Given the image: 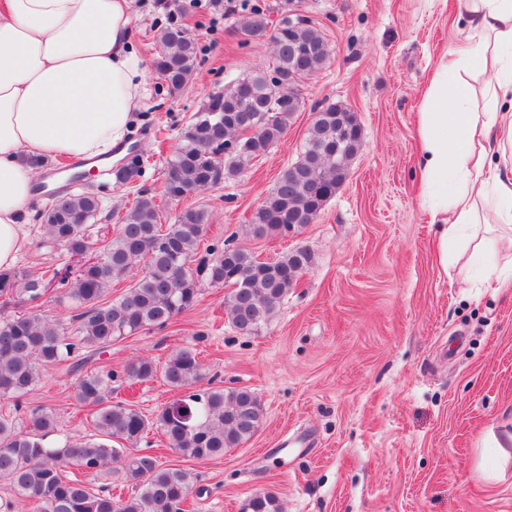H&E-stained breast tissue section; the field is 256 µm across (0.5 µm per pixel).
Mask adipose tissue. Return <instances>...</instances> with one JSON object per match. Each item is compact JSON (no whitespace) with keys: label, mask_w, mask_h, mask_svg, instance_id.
Returning <instances> with one entry per match:
<instances>
[{"label":"adipose tissue","mask_w":512,"mask_h":512,"mask_svg":"<svg viewBox=\"0 0 512 512\" xmlns=\"http://www.w3.org/2000/svg\"><path fill=\"white\" fill-rule=\"evenodd\" d=\"M133 0H0V271L27 244L32 157L111 161L145 104L150 66L131 41ZM474 41L441 57L417 114L420 206L437 256L464 241L481 283H512V0H458ZM496 70L493 108L474 73Z\"/></svg>","instance_id":"1"}]
</instances>
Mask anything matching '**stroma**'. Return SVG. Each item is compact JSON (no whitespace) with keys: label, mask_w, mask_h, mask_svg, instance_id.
Here are the masks:
<instances>
[{"label":"stroma","mask_w":512,"mask_h":512,"mask_svg":"<svg viewBox=\"0 0 512 512\" xmlns=\"http://www.w3.org/2000/svg\"><path fill=\"white\" fill-rule=\"evenodd\" d=\"M272 19L289 9L327 39L331 56L298 85L302 108L284 137L238 179L160 203L162 223L192 205L209 221L203 244L246 248L258 260L297 248L313 262L274 318L243 334L227 318L226 286L202 285L194 307L166 327L113 343L95 364L123 371L139 356L165 362L192 344L206 382L248 387L264 409L256 433L224 455L186 461L152 429L136 450L182 464L194 476L193 512H243L266 492L283 512H512V285L475 288L464 263L440 269L437 227L419 205L416 118L432 70L462 47L455 0H264ZM179 11L197 40L189 84L168 93L151 76L145 107L126 143L150 158L141 188L158 192L163 170L194 112L234 80L267 69L268 38L241 45L237 17L214 0H133L132 36L146 59ZM336 102L356 113L364 147L317 219L287 237L244 233L261 198L296 162L317 107ZM106 208L89 234L118 228L135 190L99 171ZM28 227L16 265L31 274L67 263L66 248L41 246ZM78 374L45 372L27 395L57 415L53 442L89 434L75 402ZM178 396L162 380L113 385L148 418Z\"/></svg>","instance_id":"stroma-1"}]
</instances>
